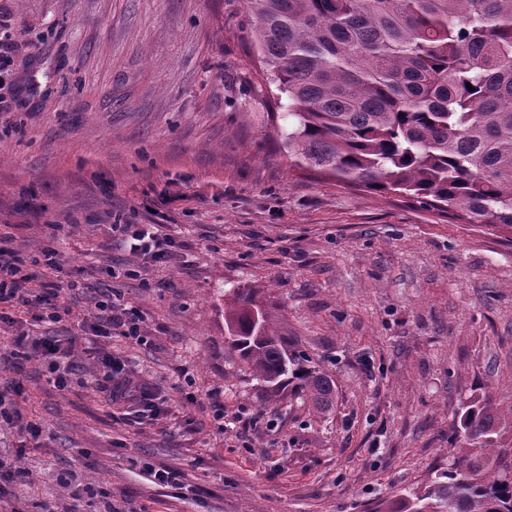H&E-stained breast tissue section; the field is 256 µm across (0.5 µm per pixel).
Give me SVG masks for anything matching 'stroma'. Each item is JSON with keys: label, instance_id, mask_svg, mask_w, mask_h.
I'll return each instance as SVG.
<instances>
[{"label": "stroma", "instance_id": "1", "mask_svg": "<svg viewBox=\"0 0 512 512\" xmlns=\"http://www.w3.org/2000/svg\"><path fill=\"white\" fill-rule=\"evenodd\" d=\"M0 23L19 45L0 252L61 287L58 320L16 304L0 324L21 415L0 419V458L25 472L0 512H374L445 467L467 401L512 407V233L289 165L242 0H0ZM115 224L159 225L168 264H139ZM235 288L331 377L326 411L230 348ZM116 294L145 343L93 338ZM52 337L76 341L62 389L31 348ZM105 353L167 412L113 407Z\"/></svg>", "mask_w": 512, "mask_h": 512}]
</instances>
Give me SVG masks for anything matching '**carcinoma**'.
Returning a JSON list of instances; mask_svg holds the SVG:
<instances>
[{
  "instance_id": "1",
  "label": "carcinoma",
  "mask_w": 512,
  "mask_h": 512,
  "mask_svg": "<svg viewBox=\"0 0 512 512\" xmlns=\"http://www.w3.org/2000/svg\"><path fill=\"white\" fill-rule=\"evenodd\" d=\"M263 71L286 100L281 147L303 169L512 230V0H245ZM256 293L224 311L255 379L331 403L326 374L289 353ZM509 413L467 404L448 467L376 512H512Z\"/></svg>"
}]
</instances>
